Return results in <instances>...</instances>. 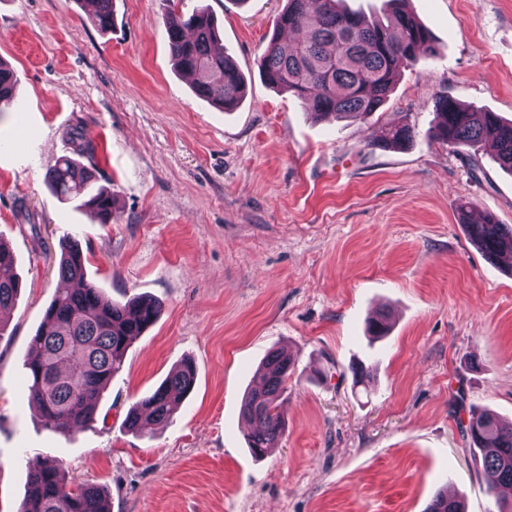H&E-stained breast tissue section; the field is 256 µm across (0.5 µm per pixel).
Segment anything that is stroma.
Segmentation results:
<instances>
[{
	"label": "stroma",
	"mask_w": 512,
	"mask_h": 512,
	"mask_svg": "<svg viewBox=\"0 0 512 512\" xmlns=\"http://www.w3.org/2000/svg\"><path fill=\"white\" fill-rule=\"evenodd\" d=\"M284 5L115 0L104 31L87 0H0L16 79L0 112V240L22 281L0 317V512H17L48 458L103 486L112 512H426L440 491L496 512L460 425L473 405L512 420V269L470 242L459 206L512 226V173L429 129L443 93L512 120V0H409L440 55L402 66L364 123L315 121L265 83L257 59ZM199 9L247 81L231 112L196 96L169 52L167 11ZM395 119L413 143L370 149ZM74 130L111 223L48 184ZM70 236L106 298L148 295L161 314L94 423L64 434L29 404L24 359ZM378 313L390 330L373 340ZM279 346L295 359L286 427L258 457L240 409ZM186 358L196 383L172 422L129 432L130 407Z\"/></svg>",
	"instance_id": "obj_1"
}]
</instances>
